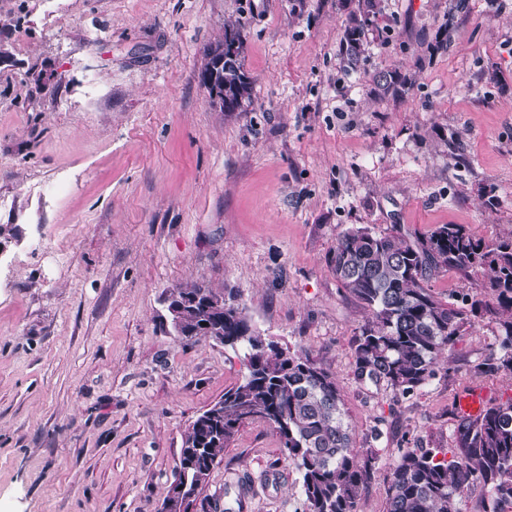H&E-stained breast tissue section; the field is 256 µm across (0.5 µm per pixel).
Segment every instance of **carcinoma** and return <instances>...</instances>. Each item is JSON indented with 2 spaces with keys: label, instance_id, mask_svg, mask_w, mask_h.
Segmentation results:
<instances>
[{
  "label": "carcinoma",
  "instance_id": "cac0c4a2",
  "mask_svg": "<svg viewBox=\"0 0 512 512\" xmlns=\"http://www.w3.org/2000/svg\"><path fill=\"white\" fill-rule=\"evenodd\" d=\"M381 2L357 0L349 13L341 54L352 69L365 54ZM242 48L240 32L226 28L224 39L206 51L201 72L224 83L223 112H237L251 100ZM405 93L406 82L391 74L380 75L373 89L379 98L401 99ZM330 263L342 287L372 312L353 352L360 382L414 394L436 376L439 355L455 342L468 314L480 312L495 316L499 325L492 368L512 372V237L488 244L462 224H443L414 240L352 227L336 243ZM443 268L484 271L480 298L470 310L444 303L427 287L431 272ZM186 300L195 304L180 312L182 328L220 325L224 345L243 351L247 375L191 422L177 467L192 483L202 473L207 484L238 428L259 418L276 432L283 454L301 474L304 512H357L373 476L374 450L354 446L333 376L303 350L293 352L263 336L235 295L190 282L171 295L173 304ZM456 438V451L408 448L399 455L387 512H462V490L474 479L486 489L485 512H512V400L475 423H460Z\"/></svg>",
  "mask_w": 512,
  "mask_h": 512
}]
</instances>
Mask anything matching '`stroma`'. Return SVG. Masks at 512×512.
<instances>
[{
	"label": "stroma",
	"mask_w": 512,
	"mask_h": 512,
	"mask_svg": "<svg viewBox=\"0 0 512 512\" xmlns=\"http://www.w3.org/2000/svg\"><path fill=\"white\" fill-rule=\"evenodd\" d=\"M345 0H0V512H160L183 435L240 383L242 352L171 328L167 298L228 288L254 328L334 377L376 452L357 512H386L407 448H453L461 394L512 400L469 317L405 397L357 380L372 318L337 281V240L512 235V0H383L357 69ZM236 25L252 103L198 75ZM399 73L402 100L376 98ZM482 274L443 269L464 306ZM263 421L240 426L191 512H302ZM406 93V82L391 74L380 75L375 82L373 94L379 98L402 99Z\"/></svg>",
	"instance_id": "stroma-1"
}]
</instances>
